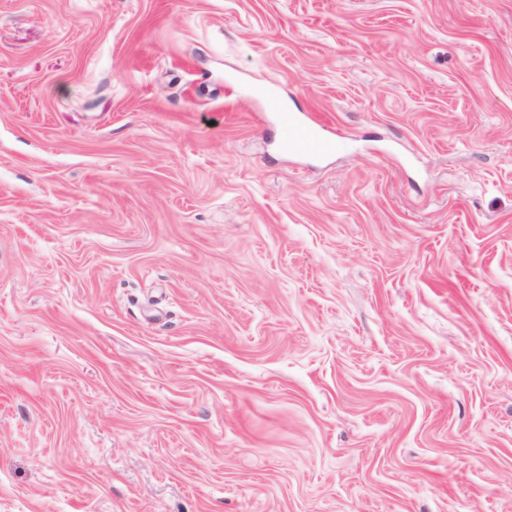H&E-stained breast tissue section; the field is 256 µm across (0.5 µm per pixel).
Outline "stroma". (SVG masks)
<instances>
[{"mask_svg": "<svg viewBox=\"0 0 512 512\" xmlns=\"http://www.w3.org/2000/svg\"><path fill=\"white\" fill-rule=\"evenodd\" d=\"M0 512H512V0H0ZM287 138L293 149L306 154H329L337 150V142L321 136L315 125L311 123H294L286 117Z\"/></svg>", "mask_w": 512, "mask_h": 512, "instance_id": "obj_1", "label": "stroma"}]
</instances>
